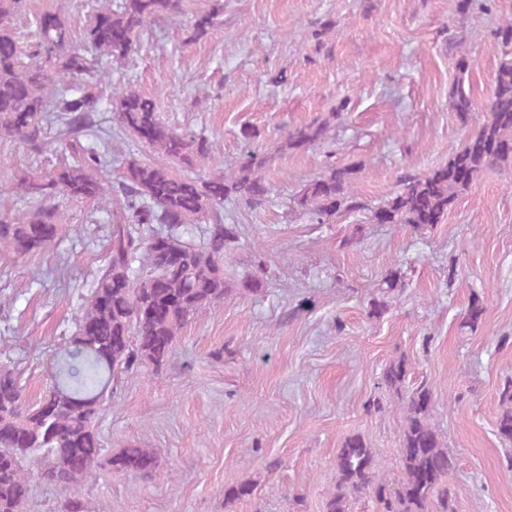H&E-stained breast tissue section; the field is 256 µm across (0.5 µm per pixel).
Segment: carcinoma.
Segmentation results:
<instances>
[{
  "mask_svg": "<svg viewBox=\"0 0 512 512\" xmlns=\"http://www.w3.org/2000/svg\"><path fill=\"white\" fill-rule=\"evenodd\" d=\"M28 0H0V138H9L38 154L50 144L77 155L52 172L34 168L33 157L19 160L16 189L36 206L0 208V248L17 258L54 249L63 216L52 200L115 203L109 225L107 262L79 310L74 331L56 353L52 383L33 402L23 398L24 384L7 365L0 366V512H25L42 483L59 486L66 496L60 512H88L81 494L96 469L151 477L159 467L150 448L127 447L103 458L99 423L112 405L122 378L142 367L159 372L169 361L181 329L224 298V257L238 239L235 225L224 223V202L249 208L265 205L272 193L262 176L270 157L254 152L233 169H224L213 141L204 134L180 132L165 124L155 102L129 86L110 83L112 64L125 61L138 37L182 13V0H96L73 42L64 7L34 17L31 41L21 40L13 21ZM217 11L197 16L189 40L207 37ZM500 58L486 116L448 163L424 175L408 174L402 188L371 209L378 224H412L421 229L442 223L459 196L486 168L512 164V20L495 31ZM469 64L458 61L451 107L461 115L474 109L465 85ZM110 95L119 131L159 153L163 163L130 153L111 177L108 147L81 142L95 125V114ZM336 121L320 120L288 131L281 151L308 149L324 141ZM205 160L214 173L196 168ZM357 169L331 168L307 182L294 199L313 224L339 212L367 209L354 189ZM205 225L200 240L188 239V227ZM485 312L471 299L462 327L474 328ZM406 363L385 366L382 384L401 390ZM503 411L499 437L512 442V380L500 391ZM433 396L420 384L403 398L400 465L402 477L387 481L375 452L356 435L336 457L335 489L324 512H348L350 498L367 492L381 512H455L457 496L450 480L455 459L431 422Z\"/></svg>",
  "mask_w": 512,
  "mask_h": 512,
  "instance_id": "1",
  "label": "carcinoma"
}]
</instances>
